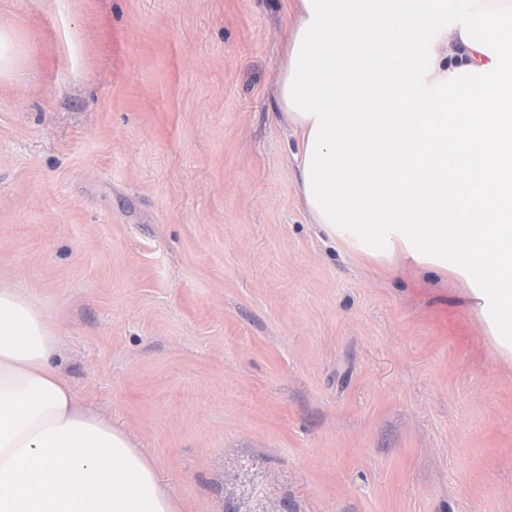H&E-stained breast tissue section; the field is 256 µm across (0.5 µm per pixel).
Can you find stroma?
Returning a JSON list of instances; mask_svg holds the SVG:
<instances>
[{"instance_id": "obj_1", "label": "stroma", "mask_w": 512, "mask_h": 512, "mask_svg": "<svg viewBox=\"0 0 512 512\" xmlns=\"http://www.w3.org/2000/svg\"><path fill=\"white\" fill-rule=\"evenodd\" d=\"M290 0H0V282L180 512H512L458 283L335 248L275 97Z\"/></svg>"}]
</instances>
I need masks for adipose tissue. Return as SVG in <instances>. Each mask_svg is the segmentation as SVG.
<instances>
[{
  "mask_svg": "<svg viewBox=\"0 0 512 512\" xmlns=\"http://www.w3.org/2000/svg\"><path fill=\"white\" fill-rule=\"evenodd\" d=\"M292 0L277 84L299 194L341 250L453 272L512 363V0ZM61 338L0 284V512H179L155 460L82 406Z\"/></svg>",
  "mask_w": 512,
  "mask_h": 512,
  "instance_id": "1",
  "label": "adipose tissue"
}]
</instances>
